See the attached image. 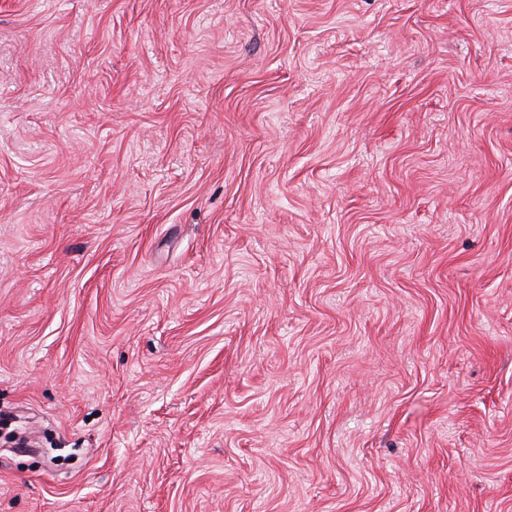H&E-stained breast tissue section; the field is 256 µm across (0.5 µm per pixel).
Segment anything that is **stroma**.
<instances>
[{"label": "stroma", "instance_id": "stroma-1", "mask_svg": "<svg viewBox=\"0 0 512 512\" xmlns=\"http://www.w3.org/2000/svg\"><path fill=\"white\" fill-rule=\"evenodd\" d=\"M0 512H512V0H0Z\"/></svg>", "mask_w": 512, "mask_h": 512}]
</instances>
